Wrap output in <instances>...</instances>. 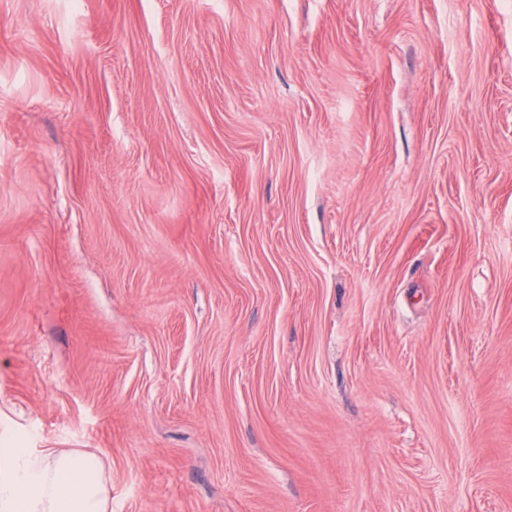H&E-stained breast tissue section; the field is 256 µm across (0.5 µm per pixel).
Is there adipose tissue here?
<instances>
[{
    "mask_svg": "<svg viewBox=\"0 0 512 512\" xmlns=\"http://www.w3.org/2000/svg\"><path fill=\"white\" fill-rule=\"evenodd\" d=\"M109 477L78 448L0 445V512H108Z\"/></svg>",
    "mask_w": 512,
    "mask_h": 512,
    "instance_id": "1",
    "label": "adipose tissue"
}]
</instances>
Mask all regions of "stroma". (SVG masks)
<instances>
[{"instance_id":"1","label":"stroma","mask_w":512,"mask_h":512,"mask_svg":"<svg viewBox=\"0 0 512 512\" xmlns=\"http://www.w3.org/2000/svg\"><path fill=\"white\" fill-rule=\"evenodd\" d=\"M1 439L512 512V0H0Z\"/></svg>"}]
</instances>
